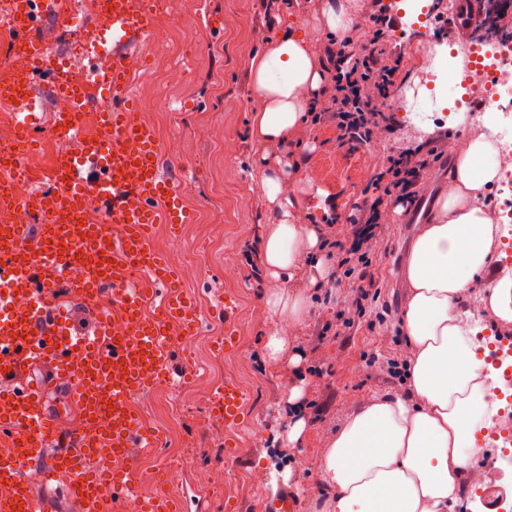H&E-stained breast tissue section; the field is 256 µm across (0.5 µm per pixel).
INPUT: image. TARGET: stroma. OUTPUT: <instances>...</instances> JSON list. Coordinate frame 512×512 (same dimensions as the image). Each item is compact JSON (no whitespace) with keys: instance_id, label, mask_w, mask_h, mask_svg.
<instances>
[{"instance_id":"1","label":"stroma","mask_w":512,"mask_h":512,"mask_svg":"<svg viewBox=\"0 0 512 512\" xmlns=\"http://www.w3.org/2000/svg\"><path fill=\"white\" fill-rule=\"evenodd\" d=\"M327 2L274 0L268 11L261 0H165L162 16L171 29L169 42L151 39L128 48L145 62L132 84L145 120L162 139L178 137L192 144L189 156H165L163 169H194L181 194L194 221L176 233L168 225H157L156 242L173 262L193 255L201 259L200 270L188 275L185 285L201 304L210 339L193 357L216 379L237 380L248 394L241 424L227 430L236 443L230 456L224 442L211 438L203 409L183 387L178 375L182 349L172 351L170 366L177 375L163 393L136 396V405L165 435L164 459L177 470L168 491L183 502L185 512H222L228 501L242 512H267V505L281 500L286 488L293 493L290 512H311L323 491L321 457L327 440L363 402L406 388L402 371L393 365L409 351L399 323L407 294L403 267L415 236L439 214L453 168L449 160L433 163L420 212L399 206L383 217L381 246L373 257L376 288L364 303L360 323L348 328L336 320L351 298L347 288L333 281L317 289L310 273H300L292 286L305 297L309 313L288 329L286 351L277 367H269L261 354L268 331L262 296L272 283L247 261L257 254L268 221L255 191L262 174L256 164L262 148L249 129V114L256 106L247 95L249 59L291 24L305 30L312 46L327 41ZM172 67L183 72L181 82L167 81ZM389 122L394 135L357 147L340 143L328 126L311 124L303 130L294 181L328 193L336 205V221L327 223L325 213L312 208L299 212L300 223L320 224L325 233L348 236L353 208L369 189L382 158L415 147L427 136L424 126L411 127L394 116ZM228 143L233 146L229 152L224 149ZM228 300L235 305L240 347L224 353L214 349L211 339L224 333ZM296 355L301 358L297 365L291 362ZM297 384L304 387L307 429L298 446L288 448L276 437L288 425L282 407ZM257 429L263 433L258 442L252 439ZM211 465L224 468L220 500L201 499L192 481L193 467Z\"/></svg>"}]
</instances>
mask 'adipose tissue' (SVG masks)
Masks as SVG:
<instances>
[{
    "label": "adipose tissue",
    "instance_id": "1",
    "mask_svg": "<svg viewBox=\"0 0 512 512\" xmlns=\"http://www.w3.org/2000/svg\"><path fill=\"white\" fill-rule=\"evenodd\" d=\"M249 70L248 93L259 102L251 133L259 145L276 150L258 158L270 214L258 260L273 283L263 296L271 325L263 357L273 366L286 347L280 324L308 313L290 282L304 268L321 281L332 276L322 230L298 223L304 198L290 185L296 163L291 145L311 119L322 74L304 30L293 25L251 56ZM499 173L498 149L485 137L457 151L441 216L417 235L403 269L407 389L366 401L327 441L315 512H449L472 483L463 452L474 445L473 417L489 388L479 346L456 307L475 276L493 265L498 226L485 210L482 190Z\"/></svg>",
    "mask_w": 512,
    "mask_h": 512
}]
</instances>
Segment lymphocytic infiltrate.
<instances>
[{
    "label": "lymphocytic infiltrate",
    "mask_w": 512,
    "mask_h": 512,
    "mask_svg": "<svg viewBox=\"0 0 512 512\" xmlns=\"http://www.w3.org/2000/svg\"><path fill=\"white\" fill-rule=\"evenodd\" d=\"M370 22L366 47L356 48L346 39L330 40L323 47L324 89L313 110L312 121L335 128L340 141L362 145L377 135L390 134L383 106L404 59L400 44L392 39L395 19L381 0H363ZM448 153V133L438 130L421 145L416 154L393 153L378 166L354 220L351 243L338 237L325 239L328 251L341 254L345 278L355 280L352 299L336 315L348 325L365 312L369 298L365 287L376 248V228L381 212L397 206L414 207L425 184L423 173L430 161Z\"/></svg>",
    "instance_id": "obj_1"
}]
</instances>
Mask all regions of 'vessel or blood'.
Listing matches in <instances>:
<instances>
[{
    "label": "vessel or blood",
    "mask_w": 512,
    "mask_h": 512,
    "mask_svg": "<svg viewBox=\"0 0 512 512\" xmlns=\"http://www.w3.org/2000/svg\"><path fill=\"white\" fill-rule=\"evenodd\" d=\"M69 0H0V18H16L18 39L30 55L31 74L66 94L73 109L54 114L53 136L63 148L44 175V195L35 202L41 221L38 238L24 240L20 224L0 225V276L8 286L0 296V512H41L25 480L26 467L47 462L46 478L68 512H176L165 498L141 494L131 474L135 451L159 454L158 429L135 406L137 394L170 377L174 329L193 335L202 320L195 299L180 292L181 275L158 248L154 227L178 229L192 214L181 203L180 185L166 177L160 162L165 144L144 120L131 94L125 47L152 36L155 0H108L106 29L112 32V65L94 71L95 83L112 96L99 112L98 139L75 136L76 115L89 106L86 87L63 81L55 61L46 59L33 14L69 24ZM0 100L15 101L14 122L25 145L38 141L42 124L36 95L25 85H0ZM26 170L20 152L0 157V207L18 206L16 181ZM119 224L107 235L103 225L82 219L86 195ZM79 261L84 276L75 297L112 288L111 312H97L90 331L79 333L62 318L55 298L66 263ZM68 379L86 431L62 427L45 409L41 385L29 377L32 366ZM246 400L243 387L225 380L214 393L209 413L237 423ZM112 449L111 470H88L101 441Z\"/></svg>",
    "instance_id": "b4317fda"
}]
</instances>
